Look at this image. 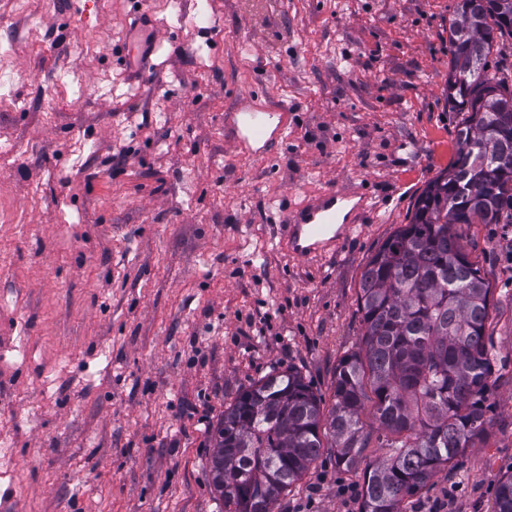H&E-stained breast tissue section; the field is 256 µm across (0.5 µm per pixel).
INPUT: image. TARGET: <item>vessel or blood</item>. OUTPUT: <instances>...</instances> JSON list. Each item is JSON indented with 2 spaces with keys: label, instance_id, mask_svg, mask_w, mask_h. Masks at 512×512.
<instances>
[{
  "label": "vessel or blood",
  "instance_id": "1",
  "mask_svg": "<svg viewBox=\"0 0 512 512\" xmlns=\"http://www.w3.org/2000/svg\"><path fill=\"white\" fill-rule=\"evenodd\" d=\"M359 196L356 190L331 188L290 212L284 226L289 251L307 258L335 250L355 230L352 219L341 216L344 204Z\"/></svg>",
  "mask_w": 512,
  "mask_h": 512
}]
</instances>
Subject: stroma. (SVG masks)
Returning a JSON list of instances; mask_svg holds the SVG:
<instances>
[{"instance_id":"obj_1","label":"stroma","mask_w":512,"mask_h":512,"mask_svg":"<svg viewBox=\"0 0 512 512\" xmlns=\"http://www.w3.org/2000/svg\"><path fill=\"white\" fill-rule=\"evenodd\" d=\"M455 3L0 0V512H221L206 465L241 390L291 366L331 404L363 269L454 158ZM142 8L162 49L139 84ZM249 98L288 110L262 156L228 130ZM347 185L373 204L353 237L287 252V212ZM463 245L491 288L490 428L408 512H494L512 471V224ZM381 454L324 449L275 512H359Z\"/></svg>"}]
</instances>
